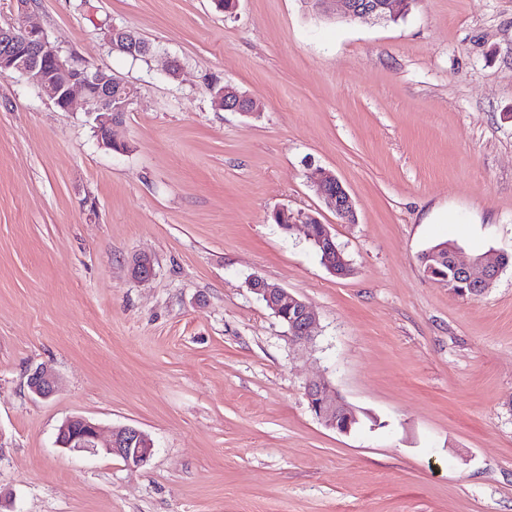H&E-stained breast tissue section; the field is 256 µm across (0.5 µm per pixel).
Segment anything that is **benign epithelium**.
Returning a JSON list of instances; mask_svg holds the SVG:
<instances>
[{"label": "benign epithelium", "instance_id": "benign-epithelium-1", "mask_svg": "<svg viewBox=\"0 0 512 512\" xmlns=\"http://www.w3.org/2000/svg\"><path fill=\"white\" fill-rule=\"evenodd\" d=\"M316 12L331 16L338 14L347 20L373 17L379 21L396 18L391 0H308ZM107 39L114 48L133 53L144 49L139 37L125 28L113 26ZM17 73L29 82L40 85L44 94L63 111L72 109L76 95H81L84 112L95 117L96 131L102 144L122 147L114 135V127L121 124L122 116L129 111L135 100L128 84L114 76L103 74V69L88 62L74 63L65 60L60 50L48 38L44 30L35 24L23 22L0 26V73ZM217 105L229 112L244 116L257 114L255 103L235 88L226 85L215 96ZM318 193L333 207L339 219L355 222L354 202L341 181L330 171L320 173ZM288 219L290 228L304 229L308 240L322 251L323 266L337 277L350 273V263L336 244L329 229L317 217L302 211L279 209ZM452 251L451 265L461 277L480 283L479 293H484L502 270L501 261L487 262L478 258L471 264H462ZM153 261L147 255L136 256L131 263L132 275L146 280L153 274ZM252 288L273 314L288 326L290 335L298 343H308L315 336L316 321L308 306L288 290L271 285L260 278L250 282ZM32 393L48 399L56 391V378L48 369L35 368L28 378ZM308 405L315 417L327 428L342 434L350 433L359 424L353 407L346 403L326 381H312L306 386ZM99 426L84 418L71 417L58 430L56 443L72 452L115 455L130 468L142 466L150 457L153 442L147 434L132 426L112 429L111 437L99 446Z\"/></svg>", "mask_w": 512, "mask_h": 512}]
</instances>
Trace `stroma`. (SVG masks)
Here are the masks:
<instances>
[{"label":"stroma","instance_id":"35a3bbf8","mask_svg":"<svg viewBox=\"0 0 512 512\" xmlns=\"http://www.w3.org/2000/svg\"><path fill=\"white\" fill-rule=\"evenodd\" d=\"M27 19L139 94L115 152L82 107L0 75L11 512H512V263L461 297L420 262L448 240L464 262L512 256V0H413L394 23L308 0H35ZM113 25L153 53L114 52ZM225 85L259 113L219 109ZM322 169L355 222L318 194ZM282 207L326 224L351 274L273 224ZM255 277L310 307L313 341L294 342ZM39 366L58 381L47 400L27 384ZM320 377L359 429L318 422ZM72 416L141 429L150 458L59 448ZM318 193L333 207L336 215L344 222H355L354 202L341 181L330 171L320 173L317 181Z\"/></svg>","mask_w":512,"mask_h":512}]
</instances>
